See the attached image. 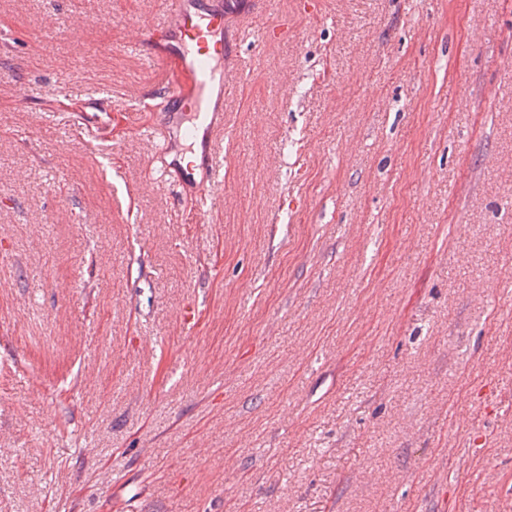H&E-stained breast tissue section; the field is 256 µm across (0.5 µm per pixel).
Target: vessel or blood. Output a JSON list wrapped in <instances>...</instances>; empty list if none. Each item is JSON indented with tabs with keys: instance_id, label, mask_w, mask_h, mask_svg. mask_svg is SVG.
Returning a JSON list of instances; mask_svg holds the SVG:
<instances>
[{
	"instance_id": "obj_1",
	"label": "vessel or blood",
	"mask_w": 512,
	"mask_h": 512,
	"mask_svg": "<svg viewBox=\"0 0 512 512\" xmlns=\"http://www.w3.org/2000/svg\"><path fill=\"white\" fill-rule=\"evenodd\" d=\"M164 21L139 32L137 39L153 50L166 72V112L188 115L182 128L190 143L200 144V163H177L162 149L166 169L197 199L217 195L223 169L216 160V141L224 130V95L232 64L224 48V32L232 22H245L249 10H225L223 0H164Z\"/></svg>"
}]
</instances>
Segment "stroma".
<instances>
[{"mask_svg": "<svg viewBox=\"0 0 512 512\" xmlns=\"http://www.w3.org/2000/svg\"><path fill=\"white\" fill-rule=\"evenodd\" d=\"M297 3L195 224L159 0H0V512H512V0Z\"/></svg>", "mask_w": 512, "mask_h": 512, "instance_id": "35a3bbf8", "label": "stroma"}]
</instances>
